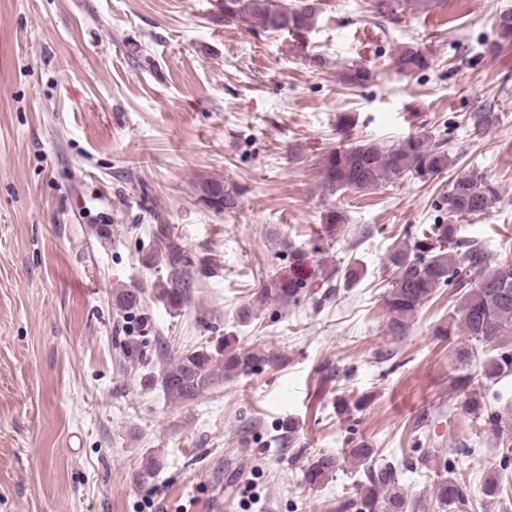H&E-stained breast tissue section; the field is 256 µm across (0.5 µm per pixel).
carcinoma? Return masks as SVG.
Masks as SVG:
<instances>
[{
  "instance_id": "carcinoma-1",
  "label": "carcinoma",
  "mask_w": 512,
  "mask_h": 512,
  "mask_svg": "<svg viewBox=\"0 0 512 512\" xmlns=\"http://www.w3.org/2000/svg\"><path fill=\"white\" fill-rule=\"evenodd\" d=\"M386 9H378L383 17L394 19L415 6L429 11L443 0H384ZM213 19L219 25L258 26L267 32L299 35L316 24L318 0H215ZM496 39L487 44L486 53L495 57L512 45V20L495 21ZM432 65L430 50L419 43L403 44L390 57V66L399 74L409 76L426 71ZM339 80L353 87L374 80L373 71L363 64H351L339 73ZM473 129L483 132L498 122L497 113L489 108L471 114ZM448 152L425 135H410L391 145L372 141L340 143L326 151L317 161L321 186L335 194L342 190L367 193L387 184L405 181L428 183L452 165ZM199 185L215 183L224 187L222 211L231 212L239 203V192L224 180L200 176ZM502 199L498 184L484 173L473 170L448 181L437 207L448 215V223L427 224L389 257L393 267L391 288L385 296L387 326L392 336L407 334L422 306L442 287L456 289L458 299L448 324L438 329L441 336H465L469 346L459 352L466 361L449 376L450 386L463 394L465 410L475 414L485 429L492 432L501 448H512V420L483 402L482 391L512 375V262H495L477 239L461 235V220L488 214ZM347 230V216L339 208H328L322 217L319 239L333 241ZM145 260L169 269L166 279L158 281L154 290L158 300L175 313L189 307L193 300L196 276L213 277L220 264L213 258H198L183 240L169 232L166 224L156 226L153 243ZM310 257L304 249L289 251L288 273L269 281L252 293L251 302L239 312L243 323L249 322L254 310L270 301L296 303L306 292L316 289L328 294L331 281L342 276L348 285L358 279V271L334 267L322 277L307 269ZM116 305L128 318L142 325L139 291L121 289L115 294ZM276 356L260 347L237 345L235 336H220L208 346L182 352L161 369L164 395L174 403L188 404L205 392L224 384V380L250 374L272 364ZM354 464L362 468V481L356 493L343 503V512H421V503L404 491L403 468L391 458L365 445L349 450ZM339 460L332 457L316 459L306 470V481L322 484ZM445 474L435 482L433 495L439 507L454 508L466 504L465 483L451 477L453 466L446 461Z\"/></svg>"
}]
</instances>
